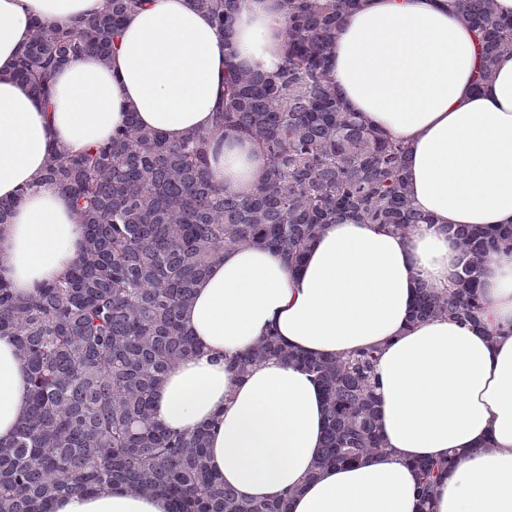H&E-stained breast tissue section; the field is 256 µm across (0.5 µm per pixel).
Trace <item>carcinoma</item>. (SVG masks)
I'll return each instance as SVG.
<instances>
[{"mask_svg":"<svg viewBox=\"0 0 512 512\" xmlns=\"http://www.w3.org/2000/svg\"><path fill=\"white\" fill-rule=\"evenodd\" d=\"M147 0H104L70 29L36 22L14 77L43 96L52 70L84 52L107 60L126 16ZM218 30L237 0H194ZM361 0H282L286 52L271 74L231 71L216 127L249 137L268 170L247 198L210 177L207 138L178 143L131 122L78 154L51 157L42 181L65 194L86 229L79 260L22 298L0 281V333L15 336L30 383L29 412L0 446V512H51L60 496L125 484L169 497L172 512H287L285 501L242 502L210 473V426L168 431L153 421V395L167 373L196 352L181 323L197 282L225 249L257 243L297 265L324 225L350 214L407 233L425 217L403 176L406 149L363 123L333 91L327 71L333 36ZM474 31L477 81L512 53V20L494 0H460ZM467 262L448 293L422 289L420 319L480 323L478 273L512 229L458 231ZM273 357L294 359L272 333L238 354L240 373ZM376 353L305 358L327 407L319 464H353L383 451L371 388ZM453 458L418 465L421 495Z\"/></svg>","mask_w":512,"mask_h":512,"instance_id":"cac0c4a2","label":"carcinoma"}]
</instances>
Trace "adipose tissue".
I'll return each instance as SVG.
<instances>
[{
	"instance_id": "1",
	"label": "adipose tissue",
	"mask_w": 512,
	"mask_h": 512,
	"mask_svg": "<svg viewBox=\"0 0 512 512\" xmlns=\"http://www.w3.org/2000/svg\"><path fill=\"white\" fill-rule=\"evenodd\" d=\"M102 0H0V279L35 294L81 256L84 228L42 182L48 160L107 142L129 121L176 142L208 136L209 168L226 193L249 197L268 168L244 136L213 127L229 66L271 73L285 53L281 0H239L219 31L193 0H150L131 13L108 61L71 58L50 100L14 78L34 21L60 28ZM474 34L456 0H362L335 33L329 79L344 105L407 148L404 176L427 223L406 234L341 215L298 267L261 244L226 249L198 282L182 324L199 354L154 395L168 430L214 423L210 471L241 501L288 496V512H420L418 463L454 456L430 512H512V248L480 272L481 324L420 320L421 289L453 290L470 226L512 225V53L475 85ZM288 350L331 359L378 349L372 375L382 453L318 466L326 412L300 363L269 359L240 376L229 363L267 332ZM30 384L14 336L0 335V445L28 413ZM162 495L121 485L64 496L53 512H170Z\"/></svg>"
}]
</instances>
